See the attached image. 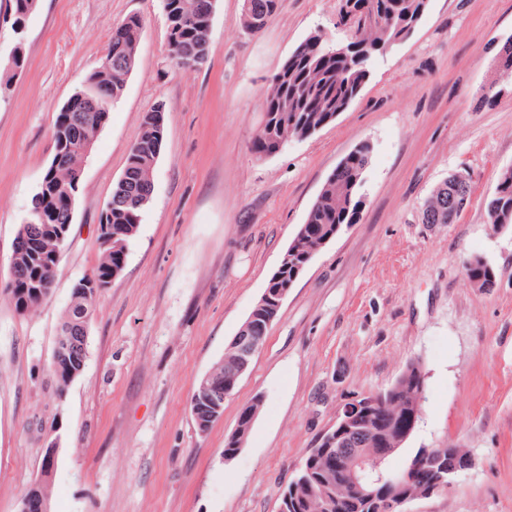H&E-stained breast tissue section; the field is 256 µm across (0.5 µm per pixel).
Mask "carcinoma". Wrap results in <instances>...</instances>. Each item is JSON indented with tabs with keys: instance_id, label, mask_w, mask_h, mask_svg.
<instances>
[{
	"instance_id": "1",
	"label": "carcinoma",
	"mask_w": 512,
	"mask_h": 512,
	"mask_svg": "<svg viewBox=\"0 0 512 512\" xmlns=\"http://www.w3.org/2000/svg\"><path fill=\"white\" fill-rule=\"evenodd\" d=\"M39 0H5V13L23 20L37 10ZM428 0H344L339 24L373 13L376 20L354 28L348 45L351 56H336V45L316 31L299 43L270 80L263 103V124L250 150L264 159L293 140L309 137L335 120L359 94L373 64L398 41L406 38L427 10ZM170 51L183 68L203 65L208 59L211 23L217 0H163ZM279 0H243V24L253 32L265 27L277 13ZM142 23L131 17L117 26L99 68L90 73L81 89L62 106L54 125L52 160L70 168L82 156L83 142L92 133L96 116L108 117L112 103L122 94L127 77L136 66L137 47ZM26 65L23 46L14 50L8 64L0 66V94L10 90L16 75ZM498 69L512 75V36L498 54ZM164 139L163 109L158 107L143 117L141 130L131 144L125 169L114 184L110 200L100 215L99 244L101 259L92 275L108 276L110 251H128L129 242L138 228L139 213L152 194V173L159 159L158 141ZM370 147L364 144L349 153L329 176L310 207L306 221L300 225L279 267L240 328L224 349L222 358L209 372L210 378L225 385H237L244 363L251 362L254 346L263 344L269 326L279 308L274 300L289 291L304 268L321 248L343 227L354 222L361 206L359 190L369 163ZM79 183L73 178L57 176L47 169L34 193L30 210L42 208L49 223L20 224L16 237H26V247L9 267L5 286L16 311H34L49 297L39 288L47 278H54L57 255L62 246L53 241L56 227L71 226L72 218L63 202L74 199ZM470 195L468 180H445L433 192L423 211L425 224H451L460 212L459 203ZM490 223L512 224V168L505 169L495 192L484 201ZM466 279L478 288H492L495 275L491 266L478 257L472 258ZM96 297L86 296L83 285L73 287L71 302L60 323L65 327L76 320L90 329ZM89 347H76L66 354L52 352L49 369L57 390L62 392L82 375L81 364L87 362ZM426 372L418 362L406 365L387 389L355 400L359 408L355 417L341 416L336 425L318 440L304 458V475H296L280 495V512H376L375 502L382 496L395 504L414 498L441 493L432 484L430 472L448 466V449L417 448L407 455L398 470L379 466L381 480L366 487L367 495L357 494L343 476V466L357 460L371 464L380 457L405 451L411 435V421L421 416L425 399ZM261 399H256L239 416L235 433L224 445V457L236 454L247 437ZM190 413L195 424L216 421L212 408L191 397Z\"/></svg>"
}]
</instances>
